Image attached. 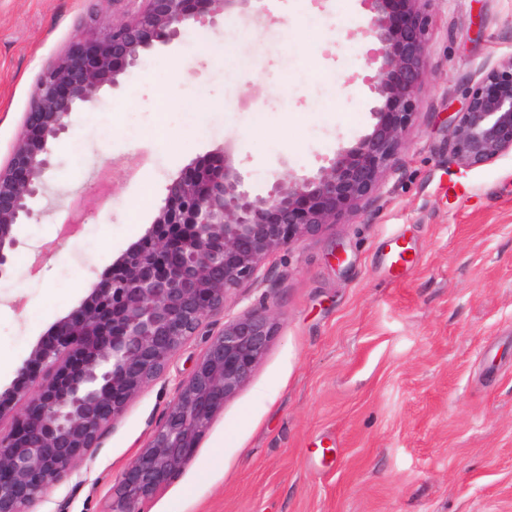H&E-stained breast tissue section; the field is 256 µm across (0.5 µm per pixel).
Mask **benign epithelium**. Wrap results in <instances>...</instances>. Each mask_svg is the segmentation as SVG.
Returning <instances> with one entry per match:
<instances>
[{"label":"benign epithelium","instance_id":"obj_1","mask_svg":"<svg viewBox=\"0 0 512 512\" xmlns=\"http://www.w3.org/2000/svg\"><path fill=\"white\" fill-rule=\"evenodd\" d=\"M112 25H90L41 71L23 130L0 167V279L11 275L18 228L37 224L35 202L54 168L52 145L71 115L158 45L186 43L250 0H124ZM428 0H361L376 48L371 130L339 146L313 176H274L254 194L228 154L190 165L166 186L151 225L121 253L69 315L52 325L0 398V512H33L67 478L128 404L166 371L240 288L260 281L274 253L357 210L402 148L428 77ZM463 168L512 153V56L485 71L448 126ZM270 306L224 321L180 382L147 445L112 493L107 512L142 503L190 461L214 415L253 377L275 335Z\"/></svg>","mask_w":512,"mask_h":512}]
</instances>
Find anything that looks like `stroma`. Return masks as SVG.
Listing matches in <instances>:
<instances>
[{"label":"stroma","instance_id":"35a3bbf8","mask_svg":"<svg viewBox=\"0 0 512 512\" xmlns=\"http://www.w3.org/2000/svg\"><path fill=\"white\" fill-rule=\"evenodd\" d=\"M260 7L262 23L237 6L189 46L146 53L95 113L72 114L46 213L20 226L15 273L0 280V392L193 161L226 149L263 194L274 174L313 175L370 131L360 0ZM428 12L429 77L404 149L354 215L271 256L228 302V318L273 306L276 333L145 512H512V153L473 169L448 159L450 116L512 54V0H433ZM93 15L112 21L97 0H0V166L42 66ZM241 46L243 68H226ZM201 91L221 108L196 133ZM258 112L287 123V139L256 135ZM205 345L178 351L36 512H103Z\"/></svg>","mask_w":512,"mask_h":512}]
</instances>
